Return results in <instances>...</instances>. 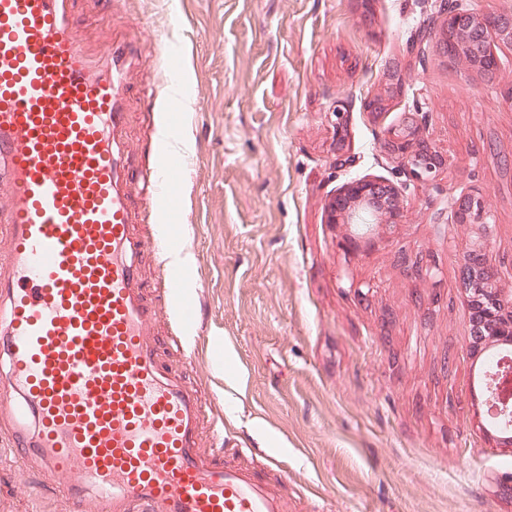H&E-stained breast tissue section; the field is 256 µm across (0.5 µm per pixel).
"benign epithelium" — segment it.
I'll return each instance as SVG.
<instances>
[{
	"instance_id": "obj_1",
	"label": "benign epithelium",
	"mask_w": 512,
	"mask_h": 512,
	"mask_svg": "<svg viewBox=\"0 0 512 512\" xmlns=\"http://www.w3.org/2000/svg\"><path fill=\"white\" fill-rule=\"evenodd\" d=\"M437 17L441 23L436 28V46L448 57L473 64L481 57L496 64L489 48V37L512 43V15L488 12L475 15L463 6V0H437ZM423 113L404 112L402 120L387 129L384 150L395 157L411 181L431 184L445 167L446 159L419 140ZM410 185L361 177L340 188L326 203L325 216L329 224H372L380 213L388 215L389 223L399 221L406 190ZM448 223L477 224L488 235L491 212L484 196L478 191L458 194L448 189ZM465 287H470L472 276L479 274L485 280V302L470 301L473 346L471 355L478 357L486 350L488 339L483 336L486 323L500 318L507 323L505 335L499 343L512 344V294L505 295L495 288L497 271L491 265L485 244L474 243L459 258Z\"/></svg>"
}]
</instances>
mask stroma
Returning a JSON list of instances; mask_svg holds the SVG:
<instances>
[{
    "mask_svg": "<svg viewBox=\"0 0 512 512\" xmlns=\"http://www.w3.org/2000/svg\"><path fill=\"white\" fill-rule=\"evenodd\" d=\"M435 0H75L84 49L141 51L126 71L130 218L146 242L147 298L162 255L182 237L185 302L198 320L169 346L171 314L152 328L159 360L199 387L201 455L250 462L280 482L288 512H512V447L487 428L474 382L459 251L477 227L449 226V189L479 190L487 249L512 291V44L492 41L485 72L448 63L419 32ZM185 96L167 109L170 52ZM401 87L373 115L366 101ZM347 132L336 137L337 102ZM447 160L406 193L399 223L349 229L324 203L353 178L405 177L381 148L406 112ZM187 140L180 213L152 217L140 191L164 150L162 124ZM0 437V512H61L40 462L19 464Z\"/></svg>",
    "mask_w": 512,
    "mask_h": 512,
    "instance_id": "obj_1",
    "label": "stroma"
}]
</instances>
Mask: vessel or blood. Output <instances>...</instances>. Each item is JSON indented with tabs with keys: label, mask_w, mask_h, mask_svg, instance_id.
<instances>
[{
	"label": "vessel or blood",
	"mask_w": 512,
	"mask_h": 512,
	"mask_svg": "<svg viewBox=\"0 0 512 512\" xmlns=\"http://www.w3.org/2000/svg\"><path fill=\"white\" fill-rule=\"evenodd\" d=\"M105 55L83 51L73 0H0V408L22 402L34 421L8 431L20 458L42 457L63 512H288L251 466L199 457L197 386L157 360L164 309L138 280L118 138L134 53ZM180 135L166 126L150 180V208L169 217ZM185 285L164 263L165 300Z\"/></svg>",
	"instance_id": "1"
}]
</instances>
